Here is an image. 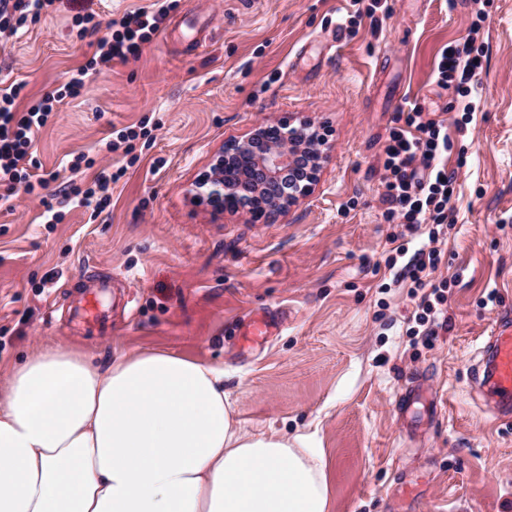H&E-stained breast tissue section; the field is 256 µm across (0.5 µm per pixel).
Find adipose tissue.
Returning a JSON list of instances; mask_svg holds the SVG:
<instances>
[{"mask_svg":"<svg viewBox=\"0 0 512 512\" xmlns=\"http://www.w3.org/2000/svg\"><path fill=\"white\" fill-rule=\"evenodd\" d=\"M322 449L246 432L223 368L163 350L100 366L47 343L0 383V512H329Z\"/></svg>","mask_w":512,"mask_h":512,"instance_id":"obj_1","label":"adipose tissue"}]
</instances>
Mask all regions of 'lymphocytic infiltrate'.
<instances>
[{"label": "lymphocytic infiltrate", "instance_id": "lymphocytic-infiltrate-1", "mask_svg": "<svg viewBox=\"0 0 512 512\" xmlns=\"http://www.w3.org/2000/svg\"><path fill=\"white\" fill-rule=\"evenodd\" d=\"M172 9L168 0H155L152 7L128 12L120 20L106 24V34L96 41V49L85 65L72 72L57 89L45 93L26 112H17L15 101L21 85H0V206L11 205L18 193L38 198L44 223L57 224L66 205L82 207L98 218L110 199V186L117 181L111 165L96 167L95 160L78 153L67 166L96 168L88 183L70 181L58 191H50L49 180L40 174V164L31 152L32 145L49 123L54 121L65 99L78 98L90 72L113 60L122 61L140 55L144 44L158 34ZM482 69L481 55L472 40L443 49L437 66V81L456 85L463 93H471ZM453 143L443 121L429 113H407L403 126L393 128L385 147L383 167L386 172L382 202L388 222L399 225L390 242L395 243V259L388 267L398 281H410L415 298L410 335L431 341L439 324V306L445 301L446 282H437L433 273L442 262L437 246L444 229L451 225L450 200L454 192V176L444 163ZM427 228L428 246L408 251L404 239L418 228Z\"/></svg>", "mask_w": 512, "mask_h": 512}]
</instances>
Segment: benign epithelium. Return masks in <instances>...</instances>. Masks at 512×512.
Returning <instances> with one entry per match:
<instances>
[{
	"label": "benign epithelium",
	"instance_id": "7a95c632",
	"mask_svg": "<svg viewBox=\"0 0 512 512\" xmlns=\"http://www.w3.org/2000/svg\"><path fill=\"white\" fill-rule=\"evenodd\" d=\"M266 141L263 153L254 160L256 167L252 174L257 176L255 184L258 185L256 195L263 207V215L270 218L284 213L296 199V194L285 197L272 190L281 170L293 164L294 159L304 153L314 158V164L307 173V182L297 188V194H305L309 190L324 154L327 141L322 135L310 131V125L301 124L293 126L287 120H281L275 125L264 126L240 138H231L224 143V152L218 156L212 165L210 174L205 177L202 185H209L212 190L208 193V201L216 205V201L223 198L224 193L234 190L236 181L229 175L236 165L241 154H254L253 144L257 140Z\"/></svg>",
	"mask_w": 512,
	"mask_h": 512
}]
</instances>
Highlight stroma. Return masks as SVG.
Returning <instances> with one entry per match:
<instances>
[{
	"instance_id": "obj_1",
	"label": "stroma",
	"mask_w": 512,
	"mask_h": 512,
	"mask_svg": "<svg viewBox=\"0 0 512 512\" xmlns=\"http://www.w3.org/2000/svg\"><path fill=\"white\" fill-rule=\"evenodd\" d=\"M154 0H54L16 35L0 33V79L22 84L18 110L92 57L104 22ZM343 32L350 0H178L138 57L103 65L33 151L60 181L69 154L124 174L90 220L66 206L46 224L37 198L0 208V376L43 343L105 364L162 349L223 367L224 391L250 432L303 434L322 448L330 512H512V420L470 396L487 328L512 315V0H387ZM479 91L437 82L441 50L473 21ZM433 113L454 147V225L434 279L449 280L448 323L432 346L407 330L408 283L384 286L389 235L384 149L403 113ZM468 115L465 131L456 121ZM313 123L331 146L316 181L287 212L246 222L213 212L196 182L227 139L283 118ZM147 125L132 150L106 144ZM120 299L101 335L70 309L98 277ZM276 318L250 342L242 322ZM422 375L443 403L405 433L395 396Z\"/></svg>"
}]
</instances>
